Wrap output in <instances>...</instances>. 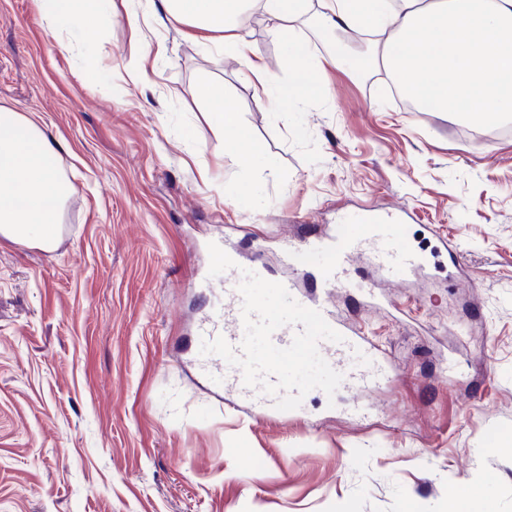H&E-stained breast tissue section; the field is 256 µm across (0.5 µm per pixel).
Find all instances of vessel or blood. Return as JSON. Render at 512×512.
I'll list each match as a JSON object with an SVG mask.
<instances>
[{"instance_id": "1", "label": "vessel or blood", "mask_w": 512, "mask_h": 512, "mask_svg": "<svg viewBox=\"0 0 512 512\" xmlns=\"http://www.w3.org/2000/svg\"><path fill=\"white\" fill-rule=\"evenodd\" d=\"M408 218V212L403 209L372 216V223L387 226L388 231L382 236L355 235L347 224L341 223L329 235H309L289 242L282 260L289 273L280 276L279 281L287 290H294L297 286L295 271L303 269L306 258L312 256L319 260L316 277L323 292L352 287L353 262L364 251L371 253L375 269L381 276L385 277L393 272L412 273L418 269L419 260L406 238L405 224ZM238 286L235 276L227 275L224 282V306L215 310L200 325V338L212 340L221 336L232 347L240 346L244 337V326L241 313L242 296ZM307 306L320 311L327 323L343 337L339 343L327 340L319 343L320 349L332 354L333 368H340L343 361L360 356H367L374 363H381V350L365 336L359 324L341 319L332 305L321 299H311ZM222 375L225 386L250 399L257 411L273 412L274 397L262 393L258 388L246 386L239 368L225 366Z\"/></svg>"}]
</instances>
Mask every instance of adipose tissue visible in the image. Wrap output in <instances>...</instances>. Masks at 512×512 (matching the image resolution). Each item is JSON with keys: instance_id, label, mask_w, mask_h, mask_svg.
Here are the masks:
<instances>
[{"instance_id": "adipose-tissue-1", "label": "adipose tissue", "mask_w": 512, "mask_h": 512, "mask_svg": "<svg viewBox=\"0 0 512 512\" xmlns=\"http://www.w3.org/2000/svg\"><path fill=\"white\" fill-rule=\"evenodd\" d=\"M51 20H74L91 29L102 19V0H37ZM247 0H162L167 22L197 38L222 33L225 48L247 58V39L235 17ZM287 57L301 62L295 80L267 76L262 92L281 105L323 99L325 73L348 67L332 53L311 61L296 43L290 24L306 12V0H262ZM321 23L328 29L377 33L373 61L389 71L412 98L435 111L485 125L512 117V0H324ZM62 145L11 108L0 106V226L19 237L45 239L60 221L68 186L57 160Z\"/></svg>"}]
</instances>
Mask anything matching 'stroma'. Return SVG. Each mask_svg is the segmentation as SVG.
I'll return each instance as SVG.
<instances>
[{
    "mask_svg": "<svg viewBox=\"0 0 512 512\" xmlns=\"http://www.w3.org/2000/svg\"><path fill=\"white\" fill-rule=\"evenodd\" d=\"M92 38L35 0H0V106L64 146L67 231L53 252L0 237V512H512V134L476 140L410 112L385 72L332 70L326 99L289 108L222 46L164 20L160 0H103ZM311 58L346 31L313 20ZM253 55L294 75L266 17ZM223 85L260 153L242 166L210 120ZM409 208L425 261L384 303L339 289L342 317L386 352L370 389L308 392L254 413L219 393L195 332L224 304L209 243L259 254L306 224ZM411 300V315L396 304Z\"/></svg>",
    "mask_w": 512,
    "mask_h": 512,
    "instance_id": "35a3bbf8",
    "label": "stroma"
}]
</instances>
